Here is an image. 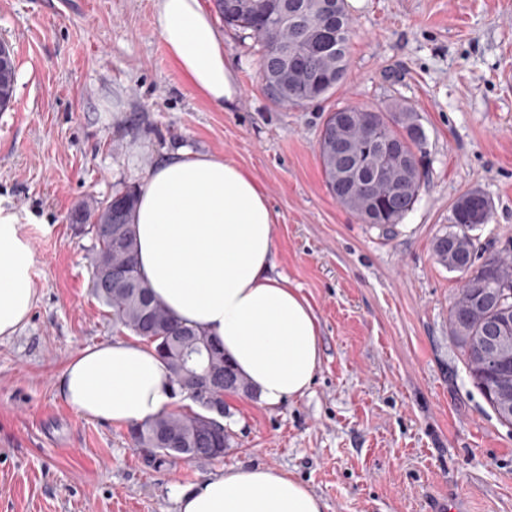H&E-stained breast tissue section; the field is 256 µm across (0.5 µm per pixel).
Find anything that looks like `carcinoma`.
<instances>
[{
  "instance_id": "obj_1",
  "label": "carcinoma",
  "mask_w": 512,
  "mask_h": 512,
  "mask_svg": "<svg viewBox=\"0 0 512 512\" xmlns=\"http://www.w3.org/2000/svg\"><path fill=\"white\" fill-rule=\"evenodd\" d=\"M216 12L224 23L250 34L261 46L260 68L265 89L274 102L283 108L316 103L332 94L338 84L329 80L336 69L347 70L352 36L351 19L345 3H340L332 28L319 39L308 44L300 58V74L288 76L283 82L276 76L288 68V44L302 40L309 19L315 17L321 0H252L248 7L239 0H213ZM16 66L9 60L0 66V107L12 102ZM381 132L400 143L409 160L406 168L391 167L386 174L374 179L369 193L353 202L344 200L336 187V176L330 168L324 151L319 159L326 185L344 208L363 217L365 211L375 213V225L390 233L412 208L424 180L418 153L425 137L418 123L417 113L400 104L378 112ZM405 186L401 194L394 185ZM137 204V190H128L105 201L91 200L76 210L83 221L84 231L94 240V271L92 281L108 271L119 278L131 274L134 288H95V296L112 311L113 320L134 335L154 337L152 346L165 364L179 390L191 396L201 385L198 373L207 367L224 366V349L208 337L187 326L171 314L151 295L139 276L136 254V234L132 221ZM484 213L490 220L492 203L482 192L469 191L461 195L453 206L449 230L435 240L434 251L438 261L450 271L462 274L463 285L448 311V332L453 336L462 354L466 369L474 384L481 390L499 420L512 424V417L503 414L498 406L495 389L509 373L484 366L474 359V348L487 328L503 314L512 315V248H501L486 256L479 253L472 231L478 225L471 223L474 211ZM489 299L481 308L475 301L481 296ZM187 345L198 352L190 367L197 374L183 372L178 351L167 354L171 342ZM229 381L224 391L231 395H253L249 383L232 367L226 369ZM207 417L204 408L181 412H165L151 421L134 424L130 428L133 440L142 448H150L161 457H180L187 462L219 457L208 449L224 447L228 435L201 432L199 426Z\"/></svg>"
}]
</instances>
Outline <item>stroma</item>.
I'll list each match as a JSON object with an SVG mask.
<instances>
[{"label":"stroma","instance_id":"1","mask_svg":"<svg viewBox=\"0 0 512 512\" xmlns=\"http://www.w3.org/2000/svg\"><path fill=\"white\" fill-rule=\"evenodd\" d=\"M354 33L342 84L282 109L258 47L222 28L240 85L220 111L191 92L156 30L155 0H0L16 65L0 112V207L30 227L38 300L0 339V512H178L175 486L230 465L304 483L325 512H512V426L469 377L448 332L461 275L433 243L455 200L480 190L483 251L512 239V0H346ZM412 107L425 179L392 234L327 189L319 137L336 107ZM251 171L276 213L275 270L320 327L309 391L275 407L225 400L223 457L186 462L138 447L128 427L88 420L56 389L88 346L130 339L91 291L84 201L139 187L178 149Z\"/></svg>","mask_w":512,"mask_h":512}]
</instances>
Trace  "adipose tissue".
I'll use <instances>...</instances> for the list:
<instances>
[{
  "label": "adipose tissue",
  "instance_id": "obj_1",
  "mask_svg": "<svg viewBox=\"0 0 512 512\" xmlns=\"http://www.w3.org/2000/svg\"><path fill=\"white\" fill-rule=\"evenodd\" d=\"M156 26L184 83L219 110L240 88L205 0H156ZM276 214L263 185L236 161L183 152L151 168L134 214L137 265L154 299L223 344L225 356L273 407L304 396L322 363L318 320L300 288L274 271ZM31 240L0 209V338L35 303ZM81 416L129 425L175 400L153 347L117 340L87 347L58 376ZM179 512H323L306 485L272 467L230 466L177 490Z\"/></svg>",
  "mask_w": 512,
  "mask_h": 512
}]
</instances>
